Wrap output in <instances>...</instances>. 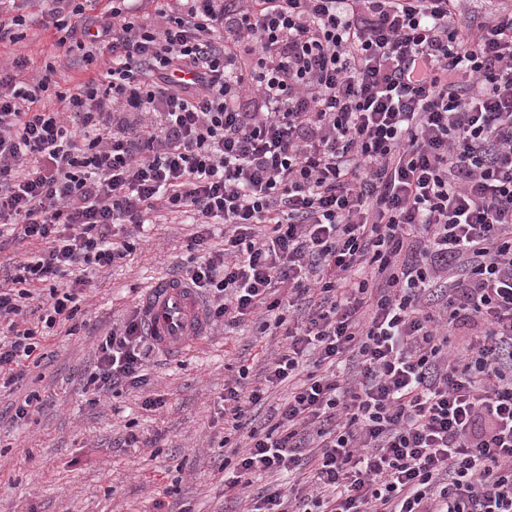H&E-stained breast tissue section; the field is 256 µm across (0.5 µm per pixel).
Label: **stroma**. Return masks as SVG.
<instances>
[{
	"label": "stroma",
	"instance_id": "stroma-1",
	"mask_svg": "<svg viewBox=\"0 0 512 512\" xmlns=\"http://www.w3.org/2000/svg\"><path fill=\"white\" fill-rule=\"evenodd\" d=\"M40 0H24L26 23L17 44H0V63L28 59L26 75L54 66L51 87L64 91L89 77L81 52L59 58ZM197 225H151L148 238L119 264L94 270L75 317L80 329H54L44 356L11 392L0 393V512H224V473L233 447L224 445V383L248 368L255 385L265 361L284 342L278 330L253 322L216 327L180 360L151 353L147 372L164 406L143 409L125 389L94 399L87 374L101 336L134 312L154 280L177 274L191 253ZM34 396L39 410L11 422L12 403ZM138 440L126 443L128 433Z\"/></svg>",
	"mask_w": 512,
	"mask_h": 512
}]
</instances>
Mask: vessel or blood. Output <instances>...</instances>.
Segmentation results:
<instances>
[{
    "label": "vessel or blood",
    "instance_id": "1",
    "mask_svg": "<svg viewBox=\"0 0 512 512\" xmlns=\"http://www.w3.org/2000/svg\"><path fill=\"white\" fill-rule=\"evenodd\" d=\"M141 308L146 336L173 359L183 357L208 330L202 299L178 277L157 281L143 296Z\"/></svg>",
    "mask_w": 512,
    "mask_h": 512
}]
</instances>
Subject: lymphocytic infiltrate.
Returning <instances> with one entry per match:
<instances>
[{"mask_svg":"<svg viewBox=\"0 0 512 512\" xmlns=\"http://www.w3.org/2000/svg\"><path fill=\"white\" fill-rule=\"evenodd\" d=\"M43 0L102 73L57 109L0 69V224L41 248L0 288V389L74 319L88 268L173 214L211 326L283 329L265 384L224 385L249 512H512V6L465 0ZM252 111H244L242 98ZM224 227L212 250L207 226ZM303 310L287 324L282 304ZM139 315L87 384H147ZM291 382L266 432L250 407ZM303 474L305 490L255 486Z\"/></svg>","mask_w":512,"mask_h":512,"instance_id":"f902f5d3","label":"lymphocytic infiltrate"}]
</instances>
